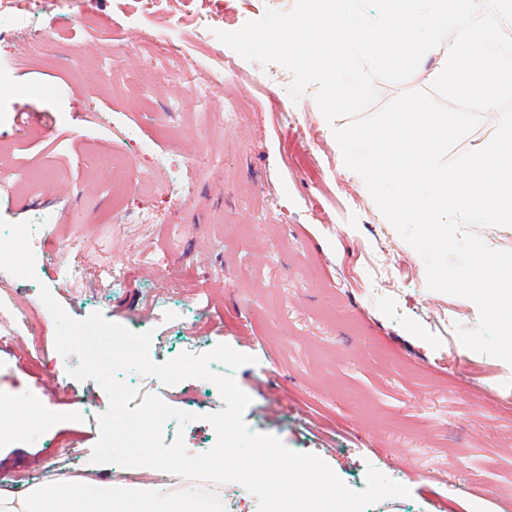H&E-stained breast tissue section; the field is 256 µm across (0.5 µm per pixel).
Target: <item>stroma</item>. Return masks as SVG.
<instances>
[{"instance_id":"stroma-1","label":"stroma","mask_w":512,"mask_h":512,"mask_svg":"<svg viewBox=\"0 0 512 512\" xmlns=\"http://www.w3.org/2000/svg\"><path fill=\"white\" fill-rule=\"evenodd\" d=\"M296 0H36L0 11V166L24 173L0 196V243L29 225L32 248L0 268V400L47 396L52 426L0 445V490L20 495L79 469L137 486L136 468L92 463L106 391L68 370L42 306L48 287L75 319L98 312L151 333L163 363L225 344L252 356L232 372L251 402L243 420L324 460L350 489L368 468L405 486L373 512H512V366L472 351L464 297L429 289L422 257L387 224L346 169L317 85L292 96L278 63L247 61L196 29L235 31ZM233 63L230 90L216 59ZM211 63L209 107L190 90ZM245 103L222 119L225 92ZM41 124L20 130L17 116ZM398 265L395 287L373 264ZM120 269L112 283L107 272ZM196 419L169 420L165 443L214 447L206 414L217 386L189 378L148 387ZM479 470L480 481L470 473Z\"/></svg>"}]
</instances>
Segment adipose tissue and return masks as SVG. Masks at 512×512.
Returning a JSON list of instances; mask_svg holds the SVG:
<instances>
[{
    "mask_svg": "<svg viewBox=\"0 0 512 512\" xmlns=\"http://www.w3.org/2000/svg\"><path fill=\"white\" fill-rule=\"evenodd\" d=\"M0 512H206L190 492L116 491L91 478L64 480L45 490L14 497L0 494Z\"/></svg>",
    "mask_w": 512,
    "mask_h": 512,
    "instance_id": "ef3b65f1",
    "label": "adipose tissue"
}]
</instances>
